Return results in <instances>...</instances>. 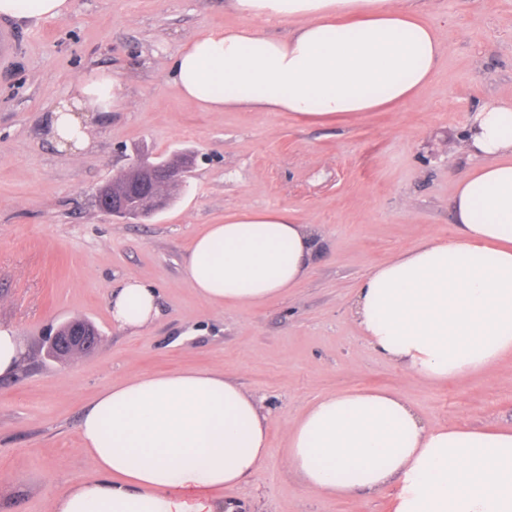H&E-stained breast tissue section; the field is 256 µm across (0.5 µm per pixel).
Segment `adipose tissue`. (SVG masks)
I'll return each mask as SVG.
<instances>
[{
    "label": "adipose tissue",
    "instance_id": "1",
    "mask_svg": "<svg viewBox=\"0 0 512 512\" xmlns=\"http://www.w3.org/2000/svg\"><path fill=\"white\" fill-rule=\"evenodd\" d=\"M242 25L204 28L173 62L181 95L210 112L247 108L312 120L354 117L411 98L438 68L444 41L417 0H229ZM71 0H0V16L38 24ZM294 23L284 39L258 21ZM121 84L97 70L52 109L59 148L85 149L90 113L121 107ZM463 148L474 159L433 235L359 282L350 311L371 348L430 381L484 370L512 353V102L478 107ZM318 242L285 209L208 225L182 274L216 304L257 305L309 273ZM138 332L158 316L155 291L127 281L110 304ZM82 452L98 474L52 496L47 512H237L230 497L270 453L269 418L240 385L210 371L114 380L83 412ZM284 463L303 487L344 497L395 483L394 512H512V427L427 425L390 391L309 403L287 429Z\"/></svg>",
    "mask_w": 512,
    "mask_h": 512
}]
</instances>
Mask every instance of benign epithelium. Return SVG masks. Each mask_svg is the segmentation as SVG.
I'll list each match as a JSON object with an SVG mask.
<instances>
[{
  "instance_id": "1",
  "label": "benign epithelium",
  "mask_w": 512,
  "mask_h": 512,
  "mask_svg": "<svg viewBox=\"0 0 512 512\" xmlns=\"http://www.w3.org/2000/svg\"><path fill=\"white\" fill-rule=\"evenodd\" d=\"M193 161L189 152L157 162L138 156L119 176L122 184L112 180L97 190V204L119 219L148 218L166 209L186 186ZM101 341L100 332L84 322H69L50 336V345L60 358L91 352Z\"/></svg>"
}]
</instances>
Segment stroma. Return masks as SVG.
Listing matches in <instances>:
<instances>
[{
  "instance_id": "obj_1",
  "label": "stroma",
  "mask_w": 512,
  "mask_h": 512,
  "mask_svg": "<svg viewBox=\"0 0 512 512\" xmlns=\"http://www.w3.org/2000/svg\"><path fill=\"white\" fill-rule=\"evenodd\" d=\"M444 56L406 103L316 123L287 112H210L184 100L171 64L198 30L239 24L227 0H72L40 24L0 16L18 50L0 62V325L27 348L0 378V512L47 502L95 473L78 423L112 380L177 370L224 374L257 397L271 452L232 496L240 512H392L395 489L332 498L303 489L283 462L285 429L310 402L388 390L431 426L512 424V355L430 382L377 355L349 306L368 269L454 228L450 199L473 168L461 138L475 109L512 101V0H419ZM94 70L123 85L125 104L95 112L89 145L57 148L54 103ZM196 153L187 187L137 223L112 218L95 190L136 156ZM285 209L322 244L288 294L252 307L215 305L182 274L195 237L225 215ZM158 293L159 314L133 334L109 303L127 281ZM91 322L105 344L55 361L45 339Z\"/></svg>"
}]
</instances>
